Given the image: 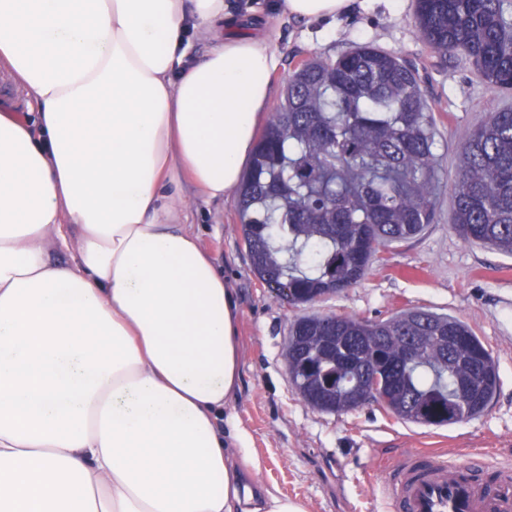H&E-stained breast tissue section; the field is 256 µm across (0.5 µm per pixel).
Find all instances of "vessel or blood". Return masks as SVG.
I'll return each mask as SVG.
<instances>
[{
	"mask_svg": "<svg viewBox=\"0 0 512 512\" xmlns=\"http://www.w3.org/2000/svg\"><path fill=\"white\" fill-rule=\"evenodd\" d=\"M390 512H512V465L410 448L384 470Z\"/></svg>",
	"mask_w": 512,
	"mask_h": 512,
	"instance_id": "obj_1",
	"label": "vessel or blood"
}]
</instances>
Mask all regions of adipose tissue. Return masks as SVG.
<instances>
[{
    "label": "adipose tissue",
    "mask_w": 512,
    "mask_h": 512,
    "mask_svg": "<svg viewBox=\"0 0 512 512\" xmlns=\"http://www.w3.org/2000/svg\"><path fill=\"white\" fill-rule=\"evenodd\" d=\"M280 63L225 0H0V512H306L243 485L238 311L191 206L236 190Z\"/></svg>",
    "instance_id": "1"
}]
</instances>
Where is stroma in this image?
Wrapping results in <instances>:
<instances>
[{
	"label": "stroma",
	"mask_w": 512,
	"mask_h": 512,
	"mask_svg": "<svg viewBox=\"0 0 512 512\" xmlns=\"http://www.w3.org/2000/svg\"><path fill=\"white\" fill-rule=\"evenodd\" d=\"M414 12L415 0H359L331 23L271 16L267 24L282 64L265 110L277 108L289 71L303 59L334 57L370 43L415 66L425 96L436 106L435 221L423 234L384 251V265L373 267L356 288L312 310L376 320L423 308L467 323L499 367L500 385L483 415L426 427L374 404L341 417L307 405L283 359L288 329L300 311L277 301L253 275L236 220V196L198 204L193 217L202 247L236 290L241 380L224 414L248 433L250 452L265 459L260 483L303 502L308 512H387L381 463L408 448H439L451 456L487 448L498 460L512 462V258L464 243L451 223L458 134L490 108L512 106V91L492 93L464 55L443 58L431 51L418 37Z\"/></svg>",
	"instance_id": "stroma-1"
}]
</instances>
